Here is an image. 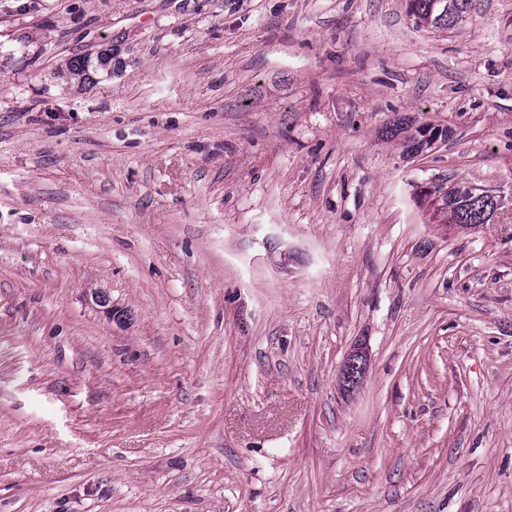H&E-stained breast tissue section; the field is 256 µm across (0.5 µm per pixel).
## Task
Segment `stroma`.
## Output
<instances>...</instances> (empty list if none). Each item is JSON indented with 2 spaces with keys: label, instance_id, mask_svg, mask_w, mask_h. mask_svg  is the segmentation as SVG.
Instances as JSON below:
<instances>
[{
  "label": "stroma",
  "instance_id": "stroma-1",
  "mask_svg": "<svg viewBox=\"0 0 512 512\" xmlns=\"http://www.w3.org/2000/svg\"><path fill=\"white\" fill-rule=\"evenodd\" d=\"M0 512H512V0H0ZM410 13L418 26L449 28L464 21L471 0H410ZM441 193V213H444L449 224L460 227H477L478 224L488 223L492 216L502 208L498 205L499 198L487 192L478 190L465 182L457 183L447 188H437Z\"/></svg>",
  "mask_w": 512,
  "mask_h": 512
}]
</instances>
